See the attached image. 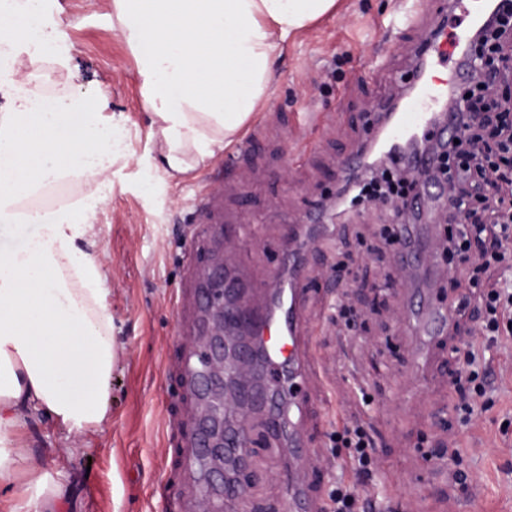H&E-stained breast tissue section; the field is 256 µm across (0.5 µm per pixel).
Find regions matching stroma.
<instances>
[{
	"mask_svg": "<svg viewBox=\"0 0 512 512\" xmlns=\"http://www.w3.org/2000/svg\"><path fill=\"white\" fill-rule=\"evenodd\" d=\"M401 0H340L336 12L288 43L273 68L270 96L248 127L256 144L233 173L223 158L182 180L170 179L150 157V117L141 94L137 60L112 23L110 0H43L44 18L60 23L71 56L64 77L68 92L94 100L105 118H117L112 166L87 183L98 205L90 214L94 244L89 252L106 274L105 301L122 349L112 369L108 420L101 429L62 440L52 421L39 424L30 439L31 463L69 473L54 512H157L163 491L166 449L182 434L170 430V415L185 427L194 419L182 403L175 374L173 341L180 292L190 293L212 265H230L242 281L288 275V227L312 202L334 192L344 160L367 143L370 112L380 96L401 91L400 75L411 64L412 46L396 52L394 72L356 79L359 62L385 49L379 28ZM222 188L215 220L206 225V246L197 274L184 266V253L197 230L193 199L205 184ZM384 207L368 204L334 219L326 236L302 255L311 270L306 303L312 330L310 388L318 419L342 425L369 414L380 462L371 494L398 497L405 512H512V336L487 352L494 404L468 426L445 430L452 415L448 376L438 352L423 365L409 358L414 337L401 316L403 289L386 291L387 309L370 317L357 336L338 335L332 321L336 298L333 265L341 251L357 248L361 224H380ZM254 222L251 245L224 246L229 229ZM363 380L373 395L364 407L355 390ZM255 461L248 474V512H280L284 490L275 479L283 456L269 453L260 421L251 428ZM461 450L471 482L462 488L448 477L439 452Z\"/></svg>",
	"mask_w": 512,
	"mask_h": 512,
	"instance_id": "35a3bbf8",
	"label": "stroma"
}]
</instances>
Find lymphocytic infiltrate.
<instances>
[{
	"instance_id": "f902f5d3",
	"label": "lymphocytic infiltrate",
	"mask_w": 512,
	"mask_h": 512,
	"mask_svg": "<svg viewBox=\"0 0 512 512\" xmlns=\"http://www.w3.org/2000/svg\"><path fill=\"white\" fill-rule=\"evenodd\" d=\"M505 9L487 14L479 26L482 63L491 78L474 73L467 85L471 96L460 112L456 142L442 145L438 165L429 177L444 181L448 200L465 208L462 222L448 225L440 246L450 269L456 294L452 331L463 339L451 346L458 366L449 370L455 393L453 411L462 424L491 407V383L485 343L512 335V98L499 93L512 83V0ZM412 142L402 143L374 168L348 172L336 190V213L379 199L411 196L413 173L409 155H422ZM483 247L480 262H472L473 243ZM332 458H346L356 479L330 480L325 512H386L383 500L367 491L377 468L376 443L362 417L349 419L328 433Z\"/></svg>"
}]
</instances>
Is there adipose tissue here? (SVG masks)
<instances>
[{
  "label": "adipose tissue",
  "instance_id": "adipose-tissue-1",
  "mask_svg": "<svg viewBox=\"0 0 512 512\" xmlns=\"http://www.w3.org/2000/svg\"><path fill=\"white\" fill-rule=\"evenodd\" d=\"M337 0H112L138 63L158 161L190 174L230 147L266 99L284 44L335 11ZM47 34L41 0L0 11V42L49 67L36 81L1 80L17 105L0 114V223L36 224L20 251L0 249V512H52L62 480L31 466L33 428L65 434L102 427L118 354L105 275L82 248L92 238L84 204L21 213V198L66 177L96 179L112 164L117 127L89 100L39 101L68 60Z\"/></svg>",
  "mask_w": 512,
  "mask_h": 512
}]
</instances>
